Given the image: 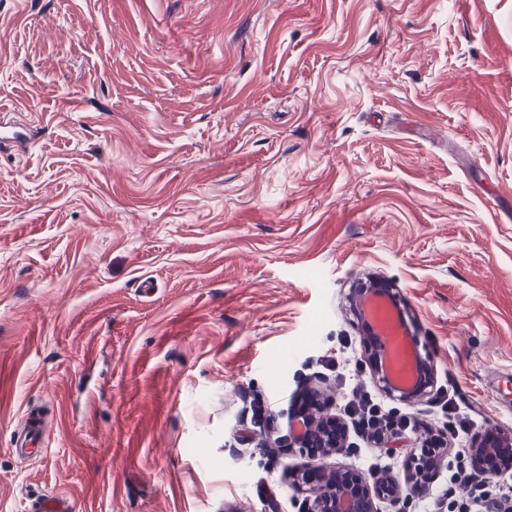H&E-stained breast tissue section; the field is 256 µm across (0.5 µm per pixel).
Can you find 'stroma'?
Listing matches in <instances>:
<instances>
[{"label": "stroma", "instance_id": "1", "mask_svg": "<svg viewBox=\"0 0 512 512\" xmlns=\"http://www.w3.org/2000/svg\"><path fill=\"white\" fill-rule=\"evenodd\" d=\"M0 114V512L403 479L288 432L302 392L379 394L370 280L473 429H512V0H0ZM13 449L19 457H30L34 448L42 447V424L38 414L28 409L25 415L23 433L13 442Z\"/></svg>", "mask_w": 512, "mask_h": 512}]
</instances>
